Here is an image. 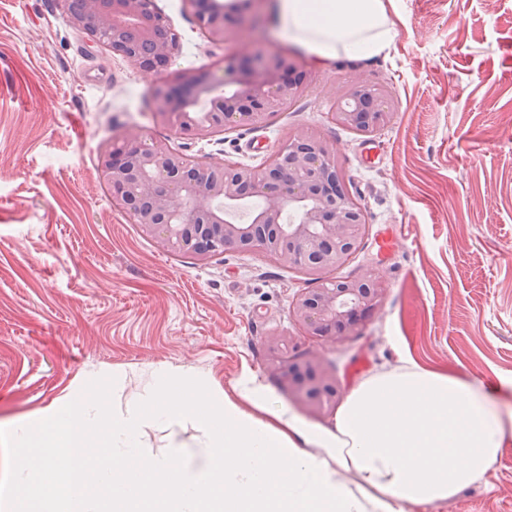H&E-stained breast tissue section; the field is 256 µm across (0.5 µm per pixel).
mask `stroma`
Returning a JSON list of instances; mask_svg holds the SVG:
<instances>
[{
  "instance_id": "stroma-1",
  "label": "stroma",
  "mask_w": 512,
  "mask_h": 512,
  "mask_svg": "<svg viewBox=\"0 0 512 512\" xmlns=\"http://www.w3.org/2000/svg\"><path fill=\"white\" fill-rule=\"evenodd\" d=\"M393 41L371 57L322 59L274 33L209 42L183 0H155L182 52L212 70L259 41L293 55L306 91L265 126L198 140L154 120L156 74L77 32L62 6L0 0V420L35 417L110 384L125 411L145 385L196 381L234 395L242 377L292 406L268 368L319 355L342 393L410 366L457 375L512 412V0H384ZM384 86L394 121L371 136L330 118L355 84ZM335 150L366 231L341 278L375 270L387 291L359 335L326 344L289 315L300 270L258 252L208 262L163 251L116 206L99 148L129 128L208 163L263 166L288 131ZM399 245L384 249L387 232ZM431 512H512V432L485 477Z\"/></svg>"
}]
</instances>
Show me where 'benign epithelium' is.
I'll list each match as a JSON object with an SVG mask.
<instances>
[{"label": "benign epithelium", "instance_id": "benign-epithelium-1", "mask_svg": "<svg viewBox=\"0 0 512 512\" xmlns=\"http://www.w3.org/2000/svg\"><path fill=\"white\" fill-rule=\"evenodd\" d=\"M266 0H184L201 31L224 42L240 26L238 15L252 10L259 23ZM72 30L144 71L160 73L181 50L178 35L154 0H80L69 10ZM291 56L247 44L222 69L181 71L151 96L153 118L177 132L208 139L224 128L258 127L304 88L294 77ZM397 103L378 85L359 83L334 104L332 120L362 135L388 126ZM101 180L142 231L171 252L205 263L226 249L261 251L300 269L316 284L303 289L289 313L305 333L327 342L359 334L363 317L382 305L385 288L375 273L331 276L350 259L366 230L360 203L339 171L337 156L317 134L293 130L262 168L200 163L189 156L128 133L101 146ZM292 395L313 413L331 410L341 397L336 380L315 357L281 360Z\"/></svg>", "mask_w": 512, "mask_h": 512}]
</instances>
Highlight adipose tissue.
Returning <instances> with one entry per match:
<instances>
[{"mask_svg": "<svg viewBox=\"0 0 512 512\" xmlns=\"http://www.w3.org/2000/svg\"><path fill=\"white\" fill-rule=\"evenodd\" d=\"M281 26L324 58L395 36L383 0H278ZM166 387L109 415L108 386L0 427V512H404L448 502L496 461L508 428L472 384L420 367L357 385L334 428L240 383L236 397ZM194 419L197 445L145 455L144 427Z\"/></svg>", "mask_w": 512, "mask_h": 512, "instance_id": "obj_1", "label": "adipose tissue"}]
</instances>
